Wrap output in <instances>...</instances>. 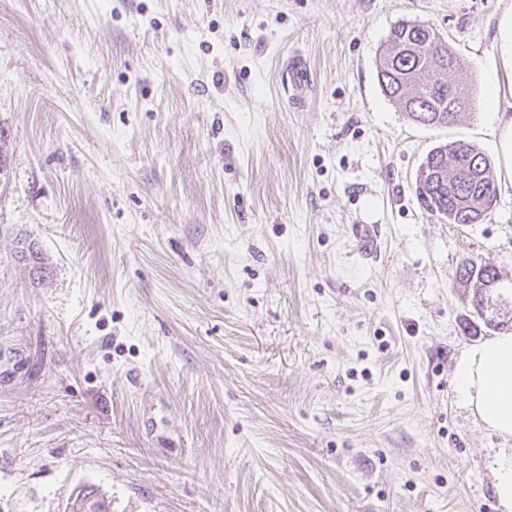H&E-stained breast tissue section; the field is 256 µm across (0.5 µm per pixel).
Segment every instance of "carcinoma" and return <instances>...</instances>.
Returning a JSON list of instances; mask_svg holds the SVG:
<instances>
[{
    "label": "carcinoma",
    "instance_id": "obj_1",
    "mask_svg": "<svg viewBox=\"0 0 512 512\" xmlns=\"http://www.w3.org/2000/svg\"><path fill=\"white\" fill-rule=\"evenodd\" d=\"M459 66L456 52L432 26L411 20L391 30L377 62V78L385 97L422 126H448L470 106V97L448 74ZM415 193L421 206L439 221L478 224L493 206L496 176L490 158L475 145L458 140L433 147L420 165ZM19 260L43 277L46 267L32 242L22 241ZM453 280L472 292L473 305L483 307L480 281L500 282L495 266L466 258Z\"/></svg>",
    "mask_w": 512,
    "mask_h": 512
}]
</instances>
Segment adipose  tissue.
Masks as SVG:
<instances>
[{"label": "adipose tissue", "instance_id": "1", "mask_svg": "<svg viewBox=\"0 0 512 512\" xmlns=\"http://www.w3.org/2000/svg\"><path fill=\"white\" fill-rule=\"evenodd\" d=\"M495 80L485 93L493 98L500 161L512 175V9L498 26ZM455 392L490 430L512 437V332L469 348L454 371Z\"/></svg>", "mask_w": 512, "mask_h": 512}]
</instances>
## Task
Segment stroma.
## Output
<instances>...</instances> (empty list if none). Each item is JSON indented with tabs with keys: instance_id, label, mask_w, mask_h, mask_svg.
Segmentation results:
<instances>
[{
	"instance_id": "1",
	"label": "stroma",
	"mask_w": 512,
	"mask_h": 512,
	"mask_svg": "<svg viewBox=\"0 0 512 512\" xmlns=\"http://www.w3.org/2000/svg\"><path fill=\"white\" fill-rule=\"evenodd\" d=\"M510 8L0 0V512H69L83 488L110 512H503L512 438L453 383L492 331L463 332L453 273L494 264L485 314L512 324V186L446 224L415 178L443 142L498 160L482 92ZM402 20L458 53L476 98L456 124L384 96ZM495 491L500 504L507 509L512 510V457L510 463L504 464L497 475Z\"/></svg>"
}]
</instances>
